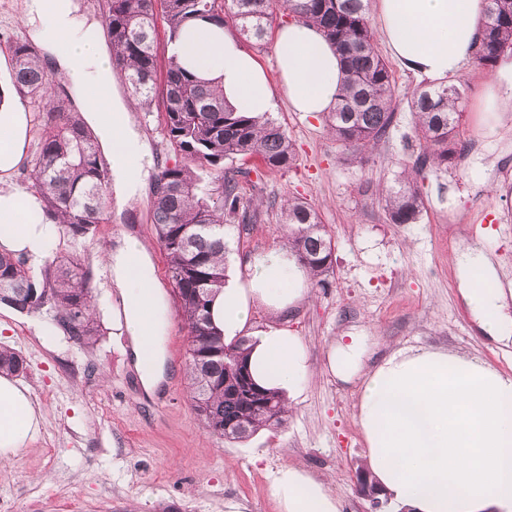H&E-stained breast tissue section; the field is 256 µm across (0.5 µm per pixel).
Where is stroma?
<instances>
[{
    "label": "stroma",
    "instance_id": "35a3bbf8",
    "mask_svg": "<svg viewBox=\"0 0 512 512\" xmlns=\"http://www.w3.org/2000/svg\"><path fill=\"white\" fill-rule=\"evenodd\" d=\"M375 47L396 81L397 108L387 138L367 162L350 159L333 141L325 116L312 117L281 104L274 119L286 130L295 160L286 171L268 170L250 157L233 159L249 170L240 183L253 224H232V254L279 246L286 231L278 204L297 197L311 204L333 243V270L324 287L288 319L308 347L312 372L284 423L240 441L206 433L185 374L188 329L172 316L163 344L164 375L145 390L126 341L113 335L112 290L100 256L134 236L149 248L163 287L167 260L151 221L150 192L141 194L94 235L60 238L53 256L73 254L92 274L102 334L81 346L57 324L52 311L27 315L0 307V345L25 357L21 380L43 413L39 435L0 461V512H281L270 490L272 473L297 467L326 481L340 512H367L357 490L367 445L357 422L358 384L326 372L331 342L356 336L371 360L405 348L464 351L512 374V345L484 337L457 290L452 258L481 246L500 277L512 278V112L483 109L489 72L466 63L457 78L466 87L456 130L466 152L442 172H425L424 207L416 223H391L383 196L397 188L405 164L419 147L406 99L422 84L391 53ZM146 140L149 174L173 162L160 110H133Z\"/></svg>",
    "mask_w": 512,
    "mask_h": 512
}]
</instances>
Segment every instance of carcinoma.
Returning <instances> with one entry per match:
<instances>
[{
    "label": "carcinoma",
    "instance_id": "cac0c4a2",
    "mask_svg": "<svg viewBox=\"0 0 512 512\" xmlns=\"http://www.w3.org/2000/svg\"><path fill=\"white\" fill-rule=\"evenodd\" d=\"M294 18L323 33L339 52L346 86L327 127L336 144L365 161L371 146L384 138L395 117V83L377 53L365 0H283ZM276 0H101L100 11L113 67L143 110L162 102L164 138L175 159L156 174L150 191L152 223L168 258V273L178 312L188 326L186 367L195 410L208 433L227 440L247 438L283 423L288 409L280 397L259 387L247 368L246 338L224 340L212 324L213 297L224 286V218L247 224L254 214L242 205L235 171L224 160L257 156L266 168H290L292 141L274 120L256 118L224 103L173 58L158 53L157 28L167 42L188 22L203 18L219 26L231 22L243 35L262 40L271 27ZM8 50L16 93L34 114L36 144L30 160L28 190L45 215L73 239L87 237L110 222V174L93 131L73 99L56 93L40 49L26 37L13 38ZM512 55V0H488L474 62L491 71ZM461 83L421 87L408 106L421 136V153L404 170L399 188L386 200L394 224H414L422 208L420 173L448 169L460 152L456 128L461 116ZM281 222L298 262L323 286L332 270V237L317 211L298 198L280 205ZM90 273L73 257L56 259L34 277L24 263L0 254V304L37 314L47 308L57 324L80 344L100 335ZM23 374L26 361L0 346V373Z\"/></svg>",
    "mask_w": 512,
    "mask_h": 512
}]
</instances>
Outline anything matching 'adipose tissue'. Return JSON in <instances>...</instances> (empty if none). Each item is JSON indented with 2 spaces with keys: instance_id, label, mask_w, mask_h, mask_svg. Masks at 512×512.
<instances>
[{
  "instance_id": "ef3b65f1",
  "label": "adipose tissue",
  "mask_w": 512,
  "mask_h": 512,
  "mask_svg": "<svg viewBox=\"0 0 512 512\" xmlns=\"http://www.w3.org/2000/svg\"><path fill=\"white\" fill-rule=\"evenodd\" d=\"M485 0H376L381 33L392 54L416 74L443 79L475 52ZM28 36L65 77L97 133L111 169L114 204L124 209L142 189L149 156L127 105L112 94V59L101 20L79 0H22ZM178 61L224 93L227 105L259 117L278 108L266 72L226 29L198 20L172 46ZM275 59L288 103L313 116L332 111L343 65L314 26L293 22L275 39ZM31 114L14 97L0 98V251L31 261L46 257L59 226L12 180L24 164ZM135 367L146 389L161 377L169 305L152 256L135 237L105 254ZM458 291L478 328L494 341L512 340V315L490 257L477 246L457 254ZM311 275L288 245L226 258L224 286L211 306L225 337L252 325L263 307L271 325L256 330L249 357L254 380L294 397L311 372L308 348L286 322L310 296ZM360 342L332 345L330 371L361 376L358 424L367 466L396 501L412 512H512V375L477 357L432 349L398 350L372 368ZM41 412L29 388L0 375V459L9 460L40 432ZM271 490L283 512H339L328 485L286 466Z\"/></svg>"
}]
</instances>
